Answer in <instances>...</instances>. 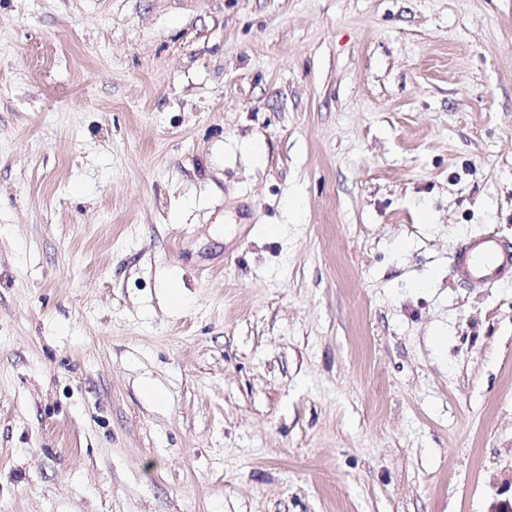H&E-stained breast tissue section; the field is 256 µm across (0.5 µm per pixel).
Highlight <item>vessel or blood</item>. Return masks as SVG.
I'll return each instance as SVG.
<instances>
[{
    "mask_svg": "<svg viewBox=\"0 0 512 512\" xmlns=\"http://www.w3.org/2000/svg\"><path fill=\"white\" fill-rule=\"evenodd\" d=\"M450 269L470 287L488 288L512 271V250L493 237H472L459 244Z\"/></svg>",
    "mask_w": 512,
    "mask_h": 512,
    "instance_id": "vessel-or-blood-1",
    "label": "vessel or blood"
}]
</instances>
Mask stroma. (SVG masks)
Wrapping results in <instances>:
<instances>
[{
  "instance_id": "stroma-1",
  "label": "stroma",
  "mask_w": 512,
  "mask_h": 512,
  "mask_svg": "<svg viewBox=\"0 0 512 512\" xmlns=\"http://www.w3.org/2000/svg\"><path fill=\"white\" fill-rule=\"evenodd\" d=\"M479 234L512 0H0V512H488Z\"/></svg>"
}]
</instances>
